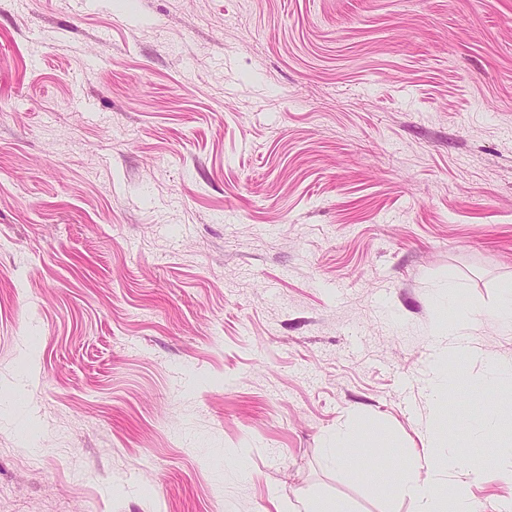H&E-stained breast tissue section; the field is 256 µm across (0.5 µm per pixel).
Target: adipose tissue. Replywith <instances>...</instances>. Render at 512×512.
<instances>
[{
	"instance_id": "1",
	"label": "adipose tissue",
	"mask_w": 512,
	"mask_h": 512,
	"mask_svg": "<svg viewBox=\"0 0 512 512\" xmlns=\"http://www.w3.org/2000/svg\"><path fill=\"white\" fill-rule=\"evenodd\" d=\"M506 371L499 364H490L487 385L494 400V413H477L469 424V436L472 444H481L498 427L501 416L512 417V386L503 387ZM427 469V476H420V469ZM448 469L453 473L447 488H440L433 474L439 469ZM382 484H396L398 489L409 498L414 512H474V499L470 470L466 467L457 449H449L447 455L437 454L432 448L422 449L415 455L414 467L408 468L401 477L380 474L376 477Z\"/></svg>"
}]
</instances>
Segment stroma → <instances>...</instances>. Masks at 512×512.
Segmentation results:
<instances>
[{
    "instance_id": "obj_1",
    "label": "stroma",
    "mask_w": 512,
    "mask_h": 512,
    "mask_svg": "<svg viewBox=\"0 0 512 512\" xmlns=\"http://www.w3.org/2000/svg\"><path fill=\"white\" fill-rule=\"evenodd\" d=\"M510 282L512 0H0V512H501ZM506 370L497 363H491L488 369L487 387L489 397L493 398L495 405V413H477L469 424V436L473 447L479 445L490 436L498 427L499 419L503 415L512 417V381L511 368L508 372L510 384L508 389L504 390L499 386L503 383ZM374 440L372 432H362L355 427L337 428L328 438L327 448L329 458L336 464L342 461V453L345 449L357 450L359 448H371ZM446 447L447 444L422 448L420 452H415V467L408 468L400 478L396 475L377 474L375 480L381 484L396 483L397 488L411 501L414 512H473L471 469L462 463L457 449L449 443L445 456L432 450ZM423 468L427 469L429 475L441 468H448V473L454 471L453 480L448 481L446 490H441L431 475L420 476L419 470Z\"/></svg>"
}]
</instances>
